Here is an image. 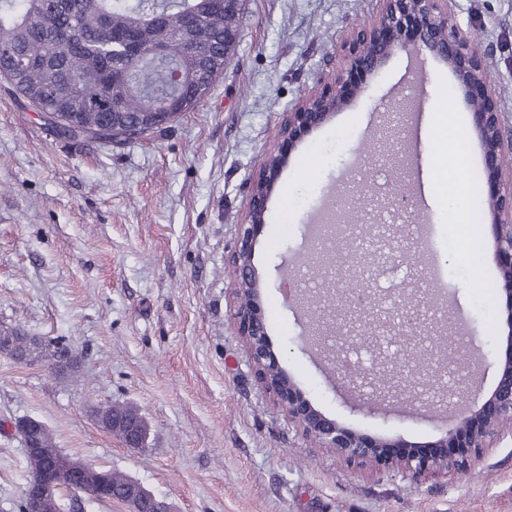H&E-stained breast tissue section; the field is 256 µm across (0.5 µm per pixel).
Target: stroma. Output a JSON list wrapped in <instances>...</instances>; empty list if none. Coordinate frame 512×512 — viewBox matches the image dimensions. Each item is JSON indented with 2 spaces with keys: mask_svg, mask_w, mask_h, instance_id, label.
Returning a JSON list of instances; mask_svg holds the SVG:
<instances>
[{
  "mask_svg": "<svg viewBox=\"0 0 512 512\" xmlns=\"http://www.w3.org/2000/svg\"><path fill=\"white\" fill-rule=\"evenodd\" d=\"M378 0H246L240 38L223 77L190 112L150 137L106 146L58 136L39 112L0 88V330L67 343L77 376L0 353V512H18L29 480L22 417L45 423L67 456L123 472L171 512H512V434L502 433L465 471L415 481L346 463L304 438L255 380L237 332L229 258L248 186L276 145L284 115L333 82L343 43L372 24ZM484 60L512 134V0H452ZM424 113L469 117L447 66L396 51L369 89L291 155L255 243L262 308L282 367L313 406L361 433L436 441L458 400L496 386L508 328L486 208L487 173L473 129L464 144L481 234H464L451 210L427 200L416 155L423 120L397 95L414 74ZM340 190L336 220L358 240L387 232L404 242L410 276H371L320 296L322 275L300 292L288 271L313 251L310 219ZM423 212L432 262L418 257ZM465 251L472 263L456 259ZM395 296L424 321L397 336L398 363L453 372L450 397L430 387L387 416L354 409L358 392L336 385L332 353L367 352L370 326L351 321L352 295ZM321 346L303 350L309 327ZM137 407L140 448L103 429L101 402Z\"/></svg>",
  "mask_w": 512,
  "mask_h": 512,
  "instance_id": "obj_1",
  "label": "stroma"
}]
</instances>
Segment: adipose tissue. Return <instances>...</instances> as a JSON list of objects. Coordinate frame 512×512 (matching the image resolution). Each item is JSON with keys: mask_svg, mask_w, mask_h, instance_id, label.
<instances>
[{"mask_svg": "<svg viewBox=\"0 0 512 512\" xmlns=\"http://www.w3.org/2000/svg\"><path fill=\"white\" fill-rule=\"evenodd\" d=\"M462 118L454 112L430 113L421 138L424 149V185L428 195L452 209L464 210L467 183L458 178L463 159L458 151Z\"/></svg>", "mask_w": 512, "mask_h": 512, "instance_id": "ef3b65f1", "label": "adipose tissue"}]
</instances>
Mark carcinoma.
Wrapping results in <instances>:
<instances>
[{
    "mask_svg": "<svg viewBox=\"0 0 512 512\" xmlns=\"http://www.w3.org/2000/svg\"><path fill=\"white\" fill-rule=\"evenodd\" d=\"M244 10L242 2L235 19ZM186 13L196 16L189 30L180 25ZM235 19L214 0H0V81L64 136L133 142L162 128L144 117L172 99L192 111L223 77L230 54L224 30ZM3 334L19 360L36 355L53 365L68 352L17 330ZM96 417L123 441L133 422L147 434L132 405L107 402ZM40 442L45 451L26 455L33 478L50 470L59 452L46 428ZM103 481L110 499L132 502L137 512L153 508L122 472L84 467L86 490Z\"/></svg>",
    "mask_w": 512,
    "mask_h": 512,
    "instance_id": "cac0c4a2",
    "label": "carcinoma"
}]
</instances>
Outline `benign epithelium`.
<instances>
[{
    "label": "benign epithelium",
    "mask_w": 512,
    "mask_h": 512,
    "mask_svg": "<svg viewBox=\"0 0 512 512\" xmlns=\"http://www.w3.org/2000/svg\"><path fill=\"white\" fill-rule=\"evenodd\" d=\"M401 49L425 50L452 71L456 85L472 116V127L481 141L488 173V213L496 246L500 288L511 331L509 346L496 387L474 406L458 408L441 439L429 452L408 453L412 444L402 439L371 436L341 426L316 409L284 371L270 343L261 306L263 283L254 265V244L265 224L268 202L281 172L288 166L292 150L313 129L330 121L354 96L362 94L367 81L352 76L375 74L391 55ZM344 66L335 87L315 89L292 108L281 126L280 140L260 164L250 190L248 210L239 226L236 248L231 256L230 275L234 295L233 319L238 326L254 374L278 407L299 431L320 447L329 448L343 460L368 467L397 471L418 481L426 475L459 471L490 446L504 430L512 432V176L502 177L505 151H512V138L502 130L495 89L490 84L483 60L470 49L461 34L448 0H380L373 24L357 32L343 45ZM398 247L386 236L369 242L355 254L356 262L344 273L347 278L359 268L374 270L396 258ZM359 315L377 332H419L416 310L397 306L379 311L357 304ZM423 377L392 360L376 362L368 369L353 368L341 379L352 389L372 388L370 402L378 407L396 399L402 387ZM25 452L36 449L35 434L45 424L35 418L14 422ZM56 472L28 481L24 490L25 512H58L50 495Z\"/></svg>",
    "instance_id": "1"
}]
</instances>
